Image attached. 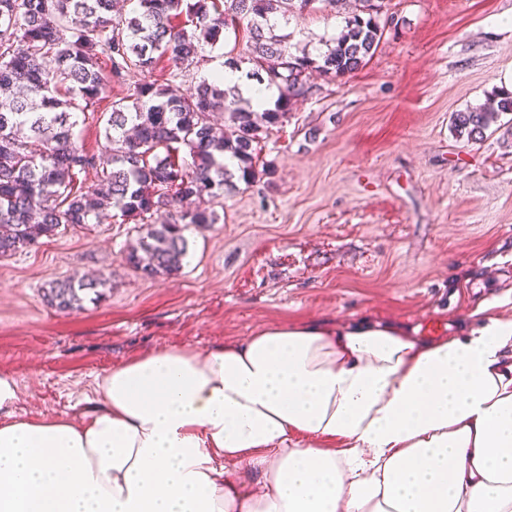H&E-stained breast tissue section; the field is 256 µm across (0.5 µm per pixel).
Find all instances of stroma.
<instances>
[{"label": "stroma", "instance_id": "stroma-1", "mask_svg": "<svg viewBox=\"0 0 512 512\" xmlns=\"http://www.w3.org/2000/svg\"><path fill=\"white\" fill-rule=\"evenodd\" d=\"M373 57L312 91L261 142L264 170L214 201L217 223L184 229L174 275L125 261L145 226L115 216L59 227L0 257V376L20 417L86 421L97 377L148 350L207 351L277 325H394L418 341L480 326L492 304L512 320V112L482 140L455 112L512 90V0H385ZM227 36L157 83L188 86L221 66ZM72 276L104 277L95 301L58 311L46 294Z\"/></svg>", "mask_w": 512, "mask_h": 512}]
</instances>
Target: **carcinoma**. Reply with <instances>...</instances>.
I'll return each mask as SVG.
<instances>
[{
    "label": "carcinoma",
    "mask_w": 512,
    "mask_h": 512,
    "mask_svg": "<svg viewBox=\"0 0 512 512\" xmlns=\"http://www.w3.org/2000/svg\"><path fill=\"white\" fill-rule=\"evenodd\" d=\"M137 0L134 16L114 13V0H0V257L10 256L62 224L82 227L112 210L148 216L144 236L126 255L142 276H169L187 254L188 224H214L215 211L184 207L207 192L221 199L234 178L258 175L262 135L288 118L292 104L311 90L318 71L343 77L362 67L386 28L383 0ZM343 15V28L316 54L291 52L292 19L314 4ZM186 17L177 26L174 19ZM243 33L253 64L249 76L277 86L280 98L263 109L222 81L196 85L126 84L134 71L166 57L178 69L198 63L204 46L222 32ZM111 62L105 74L99 55ZM52 59L49 67L46 59ZM126 93L112 101L105 120V154L89 151L73 129L78 113L93 112L112 84ZM224 115V127L212 122ZM512 112V92L454 114L453 129L469 141L484 138L501 114ZM237 162L232 173L225 158ZM95 172L98 183L78 181ZM102 278L67 279L48 291L61 312L81 306Z\"/></svg>",
    "instance_id": "obj_1"
}]
</instances>
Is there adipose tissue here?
<instances>
[{
  "mask_svg": "<svg viewBox=\"0 0 512 512\" xmlns=\"http://www.w3.org/2000/svg\"><path fill=\"white\" fill-rule=\"evenodd\" d=\"M95 393L86 422L20 418L0 377V512H512V320L267 328L148 351Z\"/></svg>",
  "mask_w": 512,
  "mask_h": 512,
  "instance_id": "obj_1",
  "label": "adipose tissue"
}]
</instances>
